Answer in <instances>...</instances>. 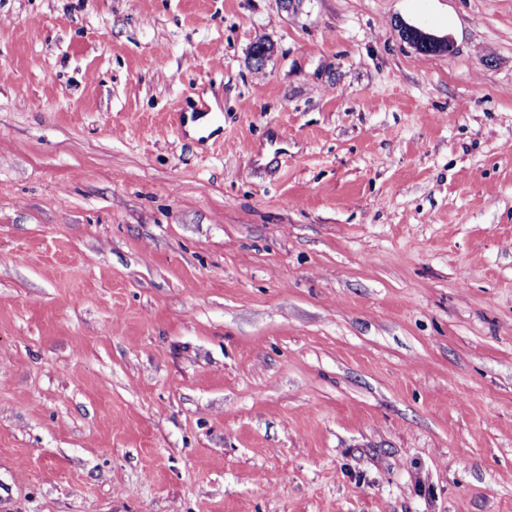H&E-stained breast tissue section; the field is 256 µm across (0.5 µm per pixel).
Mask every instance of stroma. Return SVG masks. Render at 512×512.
I'll return each mask as SVG.
<instances>
[{"mask_svg": "<svg viewBox=\"0 0 512 512\" xmlns=\"http://www.w3.org/2000/svg\"><path fill=\"white\" fill-rule=\"evenodd\" d=\"M0 512H512V0H0Z\"/></svg>", "mask_w": 512, "mask_h": 512, "instance_id": "35a3bbf8", "label": "stroma"}]
</instances>
